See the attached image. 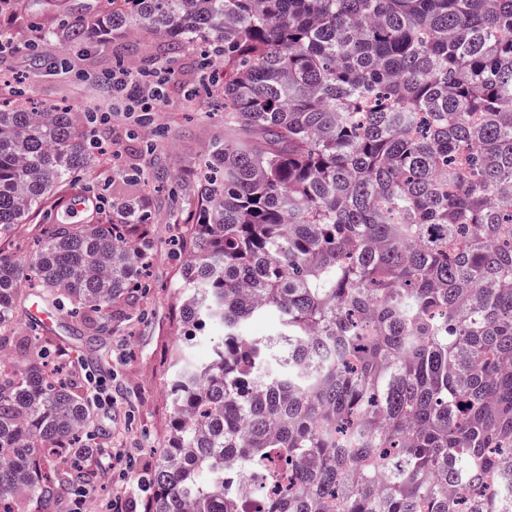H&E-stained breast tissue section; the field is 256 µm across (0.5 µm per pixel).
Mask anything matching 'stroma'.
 Segmentation results:
<instances>
[{
    "label": "stroma",
    "mask_w": 512,
    "mask_h": 512,
    "mask_svg": "<svg viewBox=\"0 0 512 512\" xmlns=\"http://www.w3.org/2000/svg\"><path fill=\"white\" fill-rule=\"evenodd\" d=\"M111 9V0H55L47 6L41 0H24L8 25L18 50L0 57V92H7L19 81L36 104L59 105L77 113L112 112V136L118 145L115 151L104 154L84 180L105 184L102 206L137 197L147 203L152 214L154 247L143 267L151 288L138 310L129 319L113 323L111 333L92 341L84 335L82 326L64 315L50 329L64 342L66 353L81 355L84 364L105 380L111 392L112 406L93 412L96 432L105 444L123 445L136 460L134 467L125 471L102 461L104 478L89 488L88 501L101 504L122 488L129 512H146L147 496L138 482L154 467L171 424L168 364L177 347L185 343L192 345L196 356L206 353L200 340L186 341L172 325L171 314L178 302L175 285L180 278L174 241L183 216L195 208L197 199L168 179L166 173L191 169L210 144L223 137L224 110L220 91L193 100L186 96V87L199 77L196 51L189 46L174 47L147 26H133L108 45L90 41L78 53L71 52L61 38L42 43L35 40L40 29L50 26L56 12L97 18ZM62 56L70 57V72L51 69V62ZM121 66L133 73L144 70L160 77H166L167 67L176 70L173 78H166L165 96L158 102L151 123L140 127L133 138L127 134L126 102L113 101L111 87L102 82L103 75ZM134 167L153 170L154 175L136 184L127 183L124 173ZM96 216L92 208L59 210L45 222L24 225L9 251L14 255L30 254L48 227L86 224Z\"/></svg>",
    "instance_id": "35a3bbf8"
}]
</instances>
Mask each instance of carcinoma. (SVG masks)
<instances>
[{
  "instance_id": "obj_1",
  "label": "carcinoma",
  "mask_w": 512,
  "mask_h": 512,
  "mask_svg": "<svg viewBox=\"0 0 512 512\" xmlns=\"http://www.w3.org/2000/svg\"><path fill=\"white\" fill-rule=\"evenodd\" d=\"M135 22L224 58L174 310L209 355L172 359L147 512H512V0H112L100 33ZM80 125L0 108V238L99 163ZM150 220L128 200L0 251V512L103 475L20 284L104 335L149 288Z\"/></svg>"
}]
</instances>
